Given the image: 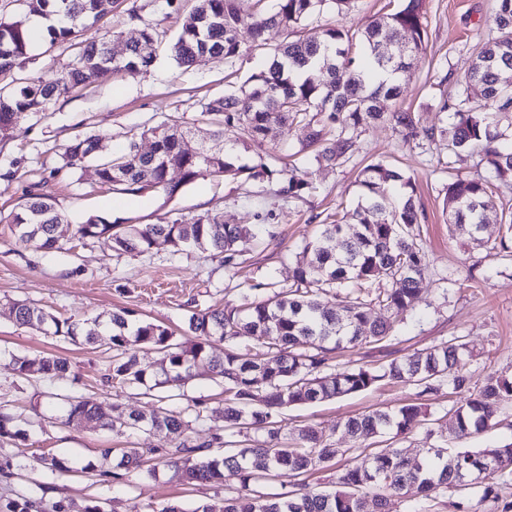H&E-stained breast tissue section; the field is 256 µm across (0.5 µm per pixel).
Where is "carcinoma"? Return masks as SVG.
Wrapping results in <instances>:
<instances>
[{
    "instance_id": "1",
    "label": "carcinoma",
    "mask_w": 512,
    "mask_h": 512,
    "mask_svg": "<svg viewBox=\"0 0 512 512\" xmlns=\"http://www.w3.org/2000/svg\"><path fill=\"white\" fill-rule=\"evenodd\" d=\"M119 0H25L29 14L49 21L45 32L50 43L70 41L113 9ZM198 0L181 24L171 46L176 62L185 68L206 55L226 59L244 56L238 31L248 25L253 48H265V34L277 28L293 35L266 56L264 64L239 88L209 101L202 114L212 117L213 137L224 148L193 153L185 147L187 132L178 121H164L145 130L154 141V154L140 153L136 142L116 157L98 163L100 183L114 190H161L172 196L179 186L202 175L233 181H261L286 174L278 195L302 199L310 183L297 174L296 165L261 150L271 132L294 124L307 129L306 150L316 148V163H345L353 154L362 130L386 121L404 139L434 137L419 130L411 112L390 111L387 102L401 95L397 73L411 68L424 50V0H401L391 13L370 20L351 31L339 21L355 0H276L275 8L254 0ZM328 13L337 21L321 22ZM132 27L126 32L124 66L146 70L152 57L143 46L153 42L155 25L133 10ZM317 21L315 31L299 34L307 20ZM497 36L480 39L472 46L473 63L463 85L448 91L442 108L451 112L448 156L477 155L486 175L458 177L445 188L444 210L455 229L477 230L486 220L492 197L501 185L512 183V89L502 84L505 70L512 71V0H497ZM29 34L24 26L0 21V73L27 59ZM113 64L107 41H85L77 58L55 74L33 76L17 89L0 92V140L9 139L25 120L48 110L49 105L73 94L99 70ZM101 137H78L67 145L65 166L75 169L95 158L93 149ZM259 151L249 161L242 155L249 147ZM181 174L173 182L171 174ZM357 206L342 217L321 225L319 235L296 255L293 284L286 291L274 284L250 285L244 302L222 309H193L186 321V338L151 321L130 326L129 311H114L102 324L91 327L26 303L14 305L22 326L49 328L54 336L74 343L98 344L112 351L109 378L129 388L178 389L202 366L224 381V434L206 441L194 435L193 421L184 411L161 407L148 420L112 408L105 413L93 400L81 396L62 398L61 422L70 426L81 420L96 423L115 434L128 430L163 434L170 442L161 448H122L116 467L137 469L150 456L177 469L188 483L224 484V473L240 478V487L224 496L222 512H365V496L373 495L378 512H386L388 499L414 486L422 500L407 512H438L443 498L464 485L458 477L470 469H482L501 477L512 475V441L491 448L427 449L422 461L408 458L404 449L386 446L343 461L351 452L324 441L318 430L306 426L296 442L286 444L288 428L283 410L320 403L366 391L382 382L420 387L418 395H436L450 382L466 391L465 403L450 409L455 438L464 439L496 424L502 407L512 402V378L490 375L475 389L463 370L465 345L443 341L378 366L332 370V354L355 346L381 347L391 340L400 317L411 310L428 275L426 252L420 233L425 213L411 178L397 167L381 162L365 166L359 179ZM20 229L12 231L24 246L52 250L65 236L82 241L110 239L112 251L142 255L157 243L173 256L189 250L210 251L224 267L235 270L245 263L247 244L253 238L246 225L226 224L218 212L159 224H114L101 215L85 223L61 226L62 214L44 194L29 193L20 210L8 217ZM337 241L340 252L326 243ZM392 288L384 287L386 283ZM335 290L336 306L323 302ZM388 313L384 321L373 319V308ZM247 337L266 352L276 351L271 361L263 353L239 349L236 340ZM224 343V355L212 351ZM148 347L161 355L169 373L158 380L152 365L141 361L139 350ZM15 372L29 375L31 364L52 379L70 370L69 360L56 354L39 357L12 356ZM421 407L408 403L396 410H373L349 418L345 433L365 441L390 432L409 434L420 425ZM21 430L16 417L0 410V438L15 439ZM224 448V456L209 457L204 449ZM37 466L53 476L95 469L89 463L57 455H42ZM336 468L330 490L312 491L296 483L273 496L258 494L251 483L286 471L292 476ZM456 512H512V501L501 500L497 486L488 484L476 499L453 503Z\"/></svg>"
}]
</instances>
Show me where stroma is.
I'll list each match as a JSON object with an SVG mask.
<instances>
[{
    "label": "stroma",
    "instance_id": "obj_1",
    "mask_svg": "<svg viewBox=\"0 0 512 512\" xmlns=\"http://www.w3.org/2000/svg\"><path fill=\"white\" fill-rule=\"evenodd\" d=\"M194 4L195 0H126L124 9L109 13L99 26L115 47L119 34L130 26L129 10L157 24L159 38L148 47L152 66L144 71H102L79 92L53 103L46 114L26 120L11 138L0 141V406L19 415L24 431L22 437L0 444V512H13L14 502L24 498L35 501L40 512H86L94 504L103 512H161L175 502L223 506L224 491L239 487L238 476L226 475L223 487L215 488L187 484L163 464L155 474L131 472L118 479L99 470L103 449L155 448L160 437L63 425L57 396L81 394L103 408L116 405L148 417L159 406L157 391L133 390L107 380L109 351L18 325L13 306L24 301L79 323L104 321L109 313L126 309L135 318L182 332L191 306L215 309L238 302L257 281L288 289L304 242L316 235L321 219L355 207L361 192L358 174L372 162L396 166L410 176L426 214L422 238L432 275L400 323L392 350L406 354L458 339L470 351L465 363L472 384H481L492 373L512 376V267L488 255L484 246L504 232L500 218L502 211L512 209V187L496 191L481 242L449 228L443 212L448 181L459 174L475 177L484 169L472 159L449 163L444 130L450 116L437 108L443 77L464 78L472 65L471 45L493 36L496 0H425L427 50L402 76L403 93L389 107L418 115L422 127L434 130V139L406 144L389 124H374L362 133L347 163L299 161L300 173L313 186L303 200L283 201L275 179L242 186L206 175L170 196L159 190L133 193L101 187L91 162L79 169L66 168L63 153L71 139L104 134V152L110 155L136 136L146 151L151 141L143 137V130L172 116L187 128L189 147L212 145L213 127L201 114L202 103L223 96L229 82L245 80L264 55L258 51L233 63L218 55L188 69L179 67L169 44ZM77 53L71 42L39 40L22 66L0 75V87L9 89L29 77L51 74ZM32 186L50 195L73 225L92 214L108 216L117 224H154L217 210L223 212L225 223L255 225L258 238L249 246L245 267L236 273L225 270L211 253L197 250L175 257L163 248L118 256L103 238L89 243L73 238L45 252L17 243L3 221L23 204ZM472 265L478 272L470 281L466 272ZM39 353L68 358L70 370L49 381L35 372L19 377L12 356ZM184 392V398L169 400L168 408L180 411L189 399H205L196 424L200 437L223 432V383L201 369ZM415 392L412 385H381L288 408L283 418L289 434L312 425L324 439L349 448L354 440L341 432L342 423L366 411L395 409L412 400ZM459 400V395L445 393L429 401L428 430H414L399 441L409 457L423 458L432 444L452 445L453 422L447 412ZM43 453L91 462L95 468L52 478L36 467V458Z\"/></svg>",
    "mask_w": 512,
    "mask_h": 512
}]
</instances>
